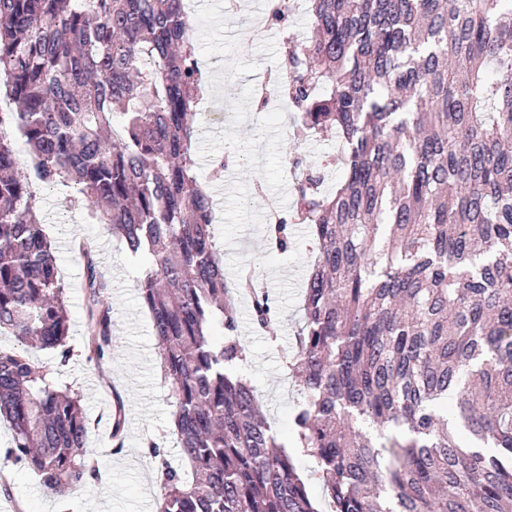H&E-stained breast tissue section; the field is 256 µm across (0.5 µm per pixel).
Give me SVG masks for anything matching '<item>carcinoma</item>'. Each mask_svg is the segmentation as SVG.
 Wrapping results in <instances>:
<instances>
[{
    "label": "carcinoma",
    "instance_id": "carcinoma-1",
    "mask_svg": "<svg viewBox=\"0 0 512 512\" xmlns=\"http://www.w3.org/2000/svg\"><path fill=\"white\" fill-rule=\"evenodd\" d=\"M281 25L278 92L305 135L344 150L307 168L279 255L308 224L311 261L292 418L304 473L260 410L233 297L276 311L254 269L227 281L192 153L204 90L182 0H0V419L6 462L59 493L97 478L77 394L28 348L73 356L57 256L32 186L72 184L139 271L181 463L158 443V512H512V0H306ZM30 148L18 177L12 137ZM340 169L334 187L327 171ZM83 353L110 357L111 284L80 247ZM370 422L395 432L380 444ZM122 445V401L110 418ZM321 484V509L308 492Z\"/></svg>",
    "mask_w": 512,
    "mask_h": 512
}]
</instances>
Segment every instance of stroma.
I'll list each match as a JSON object with an SVG mask.
<instances>
[{
    "label": "stroma",
    "instance_id": "1",
    "mask_svg": "<svg viewBox=\"0 0 512 512\" xmlns=\"http://www.w3.org/2000/svg\"><path fill=\"white\" fill-rule=\"evenodd\" d=\"M239 2L246 8L239 14V21L246 23L253 17L258 20L246 37L226 35L225 0H215L192 24L191 36L199 59L218 64L221 78L237 87L229 102L220 94L209 96L211 116L230 112L234 119L225 124L222 134L206 131L194 144L193 152L198 179L213 200L216 244L224 255L228 279H235L250 265L261 264L265 286L278 311L273 329L267 334L253 328L248 301L238 302L240 333L249 357L247 377L260 394L269 421L287 443L291 440V415L300 394L284 369L283 356L296 349L312 240L306 225L298 224L294 227L298 250L285 258L272 252L263 235L265 200L278 198L282 210L291 209L298 175L293 159L316 165L336 153L338 140L335 135L318 133L304 143H294L292 113L254 109L252 84L255 78L276 70L281 33L262 24L269 0ZM246 140L259 145L262 165L235 167L221 180H213V162L226 158ZM46 233L66 286L69 342L74 348H81L84 342L85 290L84 263L71 249V241L106 243L111 277L120 283L109 297L113 322L110 358L95 366L77 356L65 366H57L59 382L78 395L90 423L87 455L98 465L100 477L73 486L66 496L59 497L43 489L30 470L8 466L11 492L0 494V512H157L161 487L148 441L165 437V453L173 461L178 458V450L175 437L167 433L172 407L168 386L160 374L151 321L139 298L136 267L109 227L89 223L83 210L72 211L64 223L47 224ZM116 390L123 395L126 426L125 444L118 451L108 439V416Z\"/></svg>",
    "mask_w": 512,
    "mask_h": 512
}]
</instances>
